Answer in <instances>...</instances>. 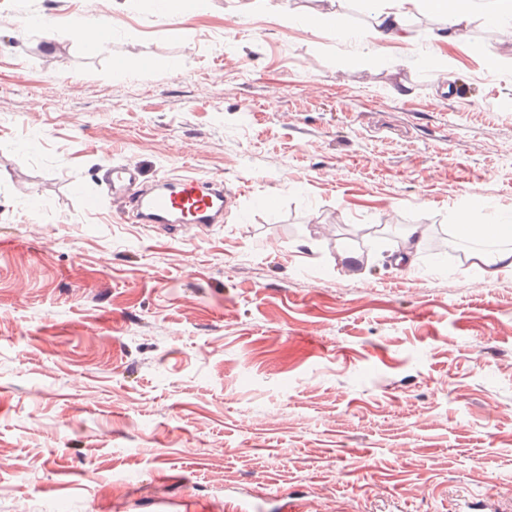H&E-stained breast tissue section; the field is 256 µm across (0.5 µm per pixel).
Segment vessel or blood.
<instances>
[{
	"label": "vessel or blood",
	"mask_w": 512,
	"mask_h": 512,
	"mask_svg": "<svg viewBox=\"0 0 512 512\" xmlns=\"http://www.w3.org/2000/svg\"><path fill=\"white\" fill-rule=\"evenodd\" d=\"M133 164L112 167L107 195L112 210L140 224H181L192 229L213 224L223 215L229 194L219 178L183 176L172 187L144 190Z\"/></svg>",
	"instance_id": "vessel-or-blood-1"
}]
</instances>
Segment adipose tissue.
<instances>
[{
	"label": "adipose tissue",
	"instance_id": "adipose-tissue-1",
	"mask_svg": "<svg viewBox=\"0 0 512 512\" xmlns=\"http://www.w3.org/2000/svg\"><path fill=\"white\" fill-rule=\"evenodd\" d=\"M413 0H387V6L374 17L370 35L377 41L407 40L406 7ZM457 237L478 243L471 258L488 279L512 274V225L472 224L460 217L455 227Z\"/></svg>",
	"mask_w": 512,
	"mask_h": 512
}]
</instances>
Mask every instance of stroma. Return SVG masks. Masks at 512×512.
<instances>
[{
  "mask_svg": "<svg viewBox=\"0 0 512 512\" xmlns=\"http://www.w3.org/2000/svg\"><path fill=\"white\" fill-rule=\"evenodd\" d=\"M322 6L0 0V512H512V275L451 229L512 223V40L494 0L456 43ZM129 158L222 177L223 223L117 218ZM330 7L326 8V10L323 11H317L313 14H310L305 19V22L308 26L322 30L325 28H332L336 31V35H339L341 33L340 28V18L339 14L336 12L335 9V0H326ZM428 235V228L424 224H412L401 236L398 254L394 259L396 266L410 268L414 264L416 255L423 248ZM469 257L489 280L496 279L500 274H512V248L478 249Z\"/></svg>",
  "mask_w": 512,
  "mask_h": 512,
  "instance_id": "obj_1",
  "label": "stroma"
}]
</instances>
